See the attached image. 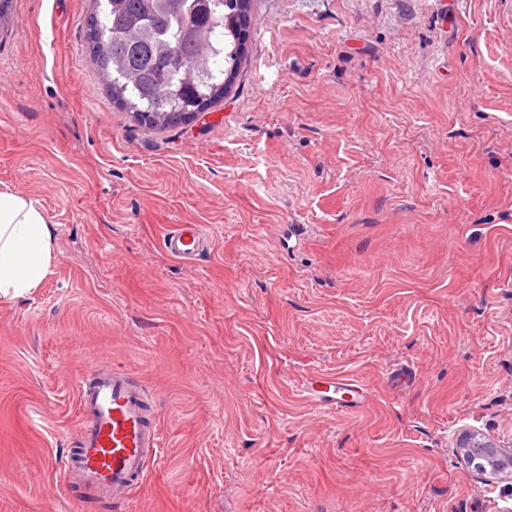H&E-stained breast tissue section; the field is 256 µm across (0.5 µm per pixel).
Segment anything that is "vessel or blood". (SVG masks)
<instances>
[{"instance_id":"1","label":"vessel or blood","mask_w":512,"mask_h":512,"mask_svg":"<svg viewBox=\"0 0 512 512\" xmlns=\"http://www.w3.org/2000/svg\"><path fill=\"white\" fill-rule=\"evenodd\" d=\"M207 245L203 230L177 227L163 238L165 251L183 261L194 259ZM333 394L350 395L362 404L367 392L342 376L328 378ZM81 423L77 457L58 461L65 483L98 499H120L143 479L147 464L162 446L158 429L150 422L149 397L120 368L96 370L88 384L78 388Z\"/></svg>"}]
</instances>
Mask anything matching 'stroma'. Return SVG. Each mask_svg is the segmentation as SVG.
<instances>
[{
	"label": "stroma",
	"mask_w": 512,
	"mask_h": 512,
	"mask_svg": "<svg viewBox=\"0 0 512 512\" xmlns=\"http://www.w3.org/2000/svg\"><path fill=\"white\" fill-rule=\"evenodd\" d=\"M90 9L0 33V187L55 232L0 303V512H512L458 446L512 441V0H251L223 101L164 129L112 102ZM106 364L162 436L113 503L54 464ZM330 375L369 404L305 396ZM198 228L197 230L189 226L175 227L163 238L165 251L178 260H193L204 251L208 242L202 227L198 226Z\"/></svg>",
	"instance_id": "stroma-1"
}]
</instances>
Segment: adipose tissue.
I'll return each mask as SVG.
<instances>
[{"instance_id":"adipose-tissue-1","label":"adipose tissue","mask_w":512,"mask_h":512,"mask_svg":"<svg viewBox=\"0 0 512 512\" xmlns=\"http://www.w3.org/2000/svg\"><path fill=\"white\" fill-rule=\"evenodd\" d=\"M54 260V230L32 198L0 190V301L11 302L39 288Z\"/></svg>"}]
</instances>
